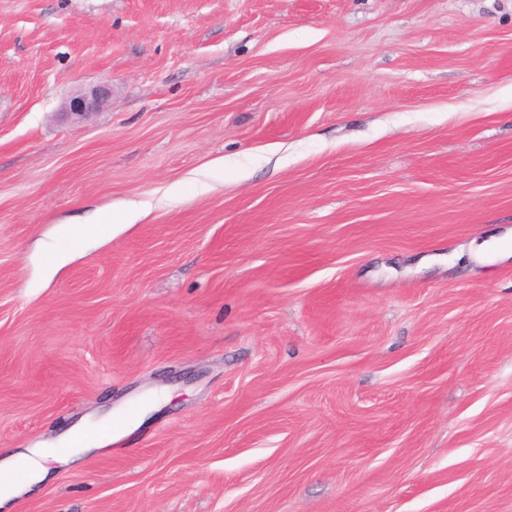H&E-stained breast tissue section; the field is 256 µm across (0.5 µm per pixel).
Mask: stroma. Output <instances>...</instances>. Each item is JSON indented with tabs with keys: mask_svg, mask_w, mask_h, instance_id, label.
<instances>
[{
	"mask_svg": "<svg viewBox=\"0 0 512 512\" xmlns=\"http://www.w3.org/2000/svg\"><path fill=\"white\" fill-rule=\"evenodd\" d=\"M504 240L512 0H0V453L171 393L12 512H512ZM111 95L112 89L107 83L76 91L66 102L65 112L62 114L73 122L84 121L98 112L109 101ZM138 217L139 211L133 207L112 210L102 215L95 222L85 225L81 232L77 234L68 233L70 248L80 249L90 240L109 236L124 226L134 224Z\"/></svg>",
	"mask_w": 512,
	"mask_h": 512,
	"instance_id": "35a3bbf8",
	"label": "stroma"
}]
</instances>
